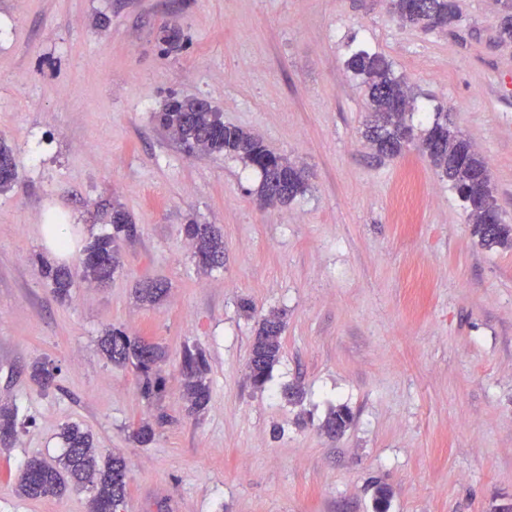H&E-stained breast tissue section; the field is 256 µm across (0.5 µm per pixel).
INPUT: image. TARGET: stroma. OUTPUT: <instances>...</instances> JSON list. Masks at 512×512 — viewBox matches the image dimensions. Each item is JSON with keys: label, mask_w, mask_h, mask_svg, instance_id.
Masks as SVG:
<instances>
[{"label": "stroma", "mask_w": 512, "mask_h": 512, "mask_svg": "<svg viewBox=\"0 0 512 512\" xmlns=\"http://www.w3.org/2000/svg\"><path fill=\"white\" fill-rule=\"evenodd\" d=\"M447 31L400 27L386 0H0V139L20 183L0 196V403L17 433L0 449V512H88L92 493L25 499L33 457L80 424L101 458L138 459L118 512H512V249L480 246L448 183L416 146L381 160L362 137L366 99L350 43L385 54L485 158L512 224V41L502 0H457ZM177 47L163 41L167 30ZM197 97L308 170L292 202L262 207L261 174L186 154L155 116ZM136 227L104 288L55 298L35 257L43 227L78 247L105 230L102 200ZM224 237V266L198 270L189 221ZM168 287L141 304L144 278ZM284 314L264 388L247 361L261 318ZM116 327L165 347L150 402L112 365ZM207 360L210 399L190 415L179 354ZM56 385L30 378L35 361ZM352 422L325 423L338 407ZM153 440L135 442L140 421Z\"/></svg>", "instance_id": "1"}]
</instances>
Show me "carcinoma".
Segmentation results:
<instances>
[{
	"label": "carcinoma",
	"instance_id": "cac0c4a2",
	"mask_svg": "<svg viewBox=\"0 0 512 512\" xmlns=\"http://www.w3.org/2000/svg\"><path fill=\"white\" fill-rule=\"evenodd\" d=\"M388 8L402 26L424 31L444 30L448 21L457 17L455 0H388ZM351 76L364 87L369 112L363 136L376 153L383 157H397L404 144L414 139L413 126L407 118L413 115L415 96L404 77L396 74L393 64L383 54L368 48L351 51L346 62ZM407 105L397 112L393 101ZM157 120L166 129L173 130L189 154L222 153L242 160L262 174L258 197L266 200L272 193H280L285 203L308 189L303 167L287 156L269 151L255 133L224 124L222 115L200 105L197 98L174 99L166 104ZM419 147L430 163L448 179L463 209L473 224L472 233L488 249L512 248V224L483 222V211L496 201L495 187L485 159L472 143L448 123V112L438 108L433 112L430 127L420 138ZM19 177L18 163L13 149L0 141V194L8 193ZM106 223L113 232L93 239L78 258L81 278L87 283L104 285L121 267V242L135 235L128 214L118 204H100ZM185 234L191 240L198 267L204 271L224 266V237L210 224L194 221L185 225ZM40 276L48 281L57 298L70 296L74 285L71 268L56 266L42 257L37 258ZM281 318L263 321L248 359L253 383L261 387L279 362L280 343L268 337L283 331ZM101 348L107 359L117 367L134 365L138 373L141 395L156 399L165 391V378L155 369L164 350L152 343L132 339L120 329H112L101 338ZM179 369L183 377V397L188 410L197 412L209 401V387L205 382L204 354L196 347L185 346L180 351ZM56 376L55 367L46 362L32 366L31 378L43 389H49ZM352 420L350 411L341 407L327 420L328 429L346 430ZM16 428L15 410L0 404V445H8ZM66 450L61 458L48 462L41 458L29 459L17 479L16 491L28 499H38L64 492L71 485H87L92 491L89 512H116L127 494L129 466L125 458L114 456L100 468L97 449L91 434L77 424L66 425L61 432Z\"/></svg>",
	"mask_w": 512,
	"mask_h": 512
}]
</instances>
